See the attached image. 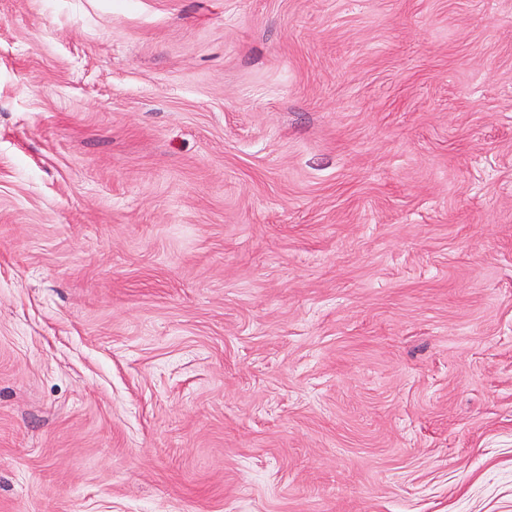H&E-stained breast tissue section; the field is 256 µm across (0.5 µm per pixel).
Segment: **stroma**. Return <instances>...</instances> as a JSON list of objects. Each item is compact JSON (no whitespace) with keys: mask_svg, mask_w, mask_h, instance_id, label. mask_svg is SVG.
Here are the masks:
<instances>
[{"mask_svg":"<svg viewBox=\"0 0 512 512\" xmlns=\"http://www.w3.org/2000/svg\"><path fill=\"white\" fill-rule=\"evenodd\" d=\"M0 512H512V0H0Z\"/></svg>","mask_w":512,"mask_h":512,"instance_id":"obj_1","label":"stroma"}]
</instances>
